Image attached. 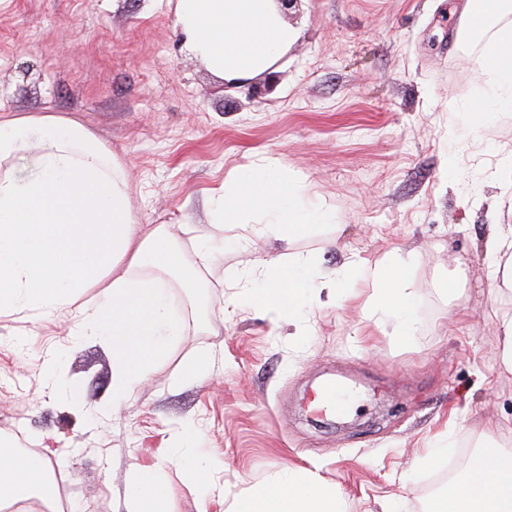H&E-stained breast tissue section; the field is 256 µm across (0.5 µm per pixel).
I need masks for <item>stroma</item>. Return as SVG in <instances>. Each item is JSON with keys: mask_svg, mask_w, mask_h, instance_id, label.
Segmentation results:
<instances>
[{"mask_svg": "<svg viewBox=\"0 0 512 512\" xmlns=\"http://www.w3.org/2000/svg\"><path fill=\"white\" fill-rule=\"evenodd\" d=\"M175 4L0 0V113L88 127L127 167L137 223L166 226L187 264L213 234L200 292L171 290L185 334L132 402L112 400L111 348L72 342L74 312L0 316V438L55 458L70 512H136L139 474L163 480L175 512H228L296 469L336 487L348 512H428L429 480L466 443L512 436V369L497 356L512 289L488 275L491 227L512 224V184L491 178L512 152V109L481 112V45L463 43V0H300L289 22L301 36L256 98L183 48ZM469 120L480 130L456 138ZM260 156L302 180L334 223L247 249L212 231L214 194ZM391 252L417 256L410 339L368 312L357 281L315 308L308 336L254 307L226 311L235 275L258 276V260L310 255L332 270ZM55 349L74 401L45 383ZM209 351L211 373L190 374ZM327 378L355 403L307 419L298 399ZM185 422L201 430L215 492L155 464ZM443 437L446 455L422 464Z\"/></svg>", "mask_w": 512, "mask_h": 512, "instance_id": "stroma-1", "label": "stroma"}]
</instances>
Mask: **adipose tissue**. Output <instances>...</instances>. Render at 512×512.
Wrapping results in <instances>:
<instances>
[{"instance_id":"ef3b65f1","label":"adipose tissue","mask_w":512,"mask_h":512,"mask_svg":"<svg viewBox=\"0 0 512 512\" xmlns=\"http://www.w3.org/2000/svg\"><path fill=\"white\" fill-rule=\"evenodd\" d=\"M464 11L478 14L485 26L477 57L487 84L484 104L512 108V27L500 22L512 13V0H466ZM176 22L186 49L224 80L260 77L299 36L278 0H178ZM127 190L126 166L77 120L0 116V316L36 309L50 315L77 304L85 289H95L92 304L80 311L76 333L111 343L119 401L133 394L148 365L183 333L184 322L172 311L168 276L192 279L163 227L139 232ZM255 211L267 223H249ZM212 215L215 228L233 231L244 242L268 235L287 239L306 225L333 219L329 211L308 208L287 169L266 157L234 175L217 195ZM412 260L395 252L367 267L352 262L328 280L359 278L372 290L371 308L392 316L396 334L406 338L416 332L412 283L403 273ZM263 267L260 278L245 281L232 296V304L288 315L297 335H308L317 277L313 262L277 257ZM147 268L153 276H144ZM200 439L194 425L183 424L167 453L194 488L211 483ZM52 470L47 456L1 439L0 512H13ZM448 499L449 512H512V452L494 450L472 490L450 486ZM232 512L346 510L334 487L293 473L240 496Z\"/></svg>"}]
</instances>
